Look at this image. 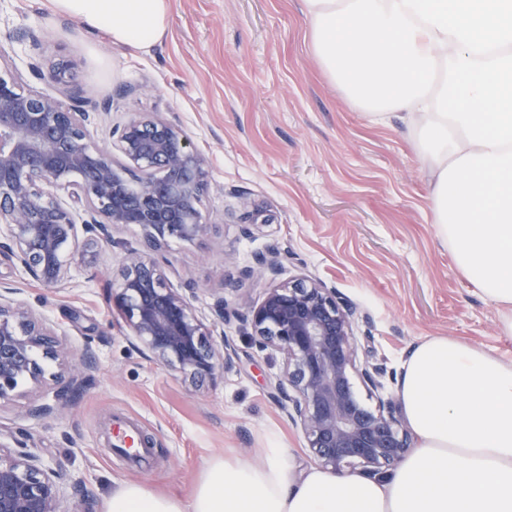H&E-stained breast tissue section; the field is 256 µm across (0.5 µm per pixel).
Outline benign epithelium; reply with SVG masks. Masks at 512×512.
Returning a JSON list of instances; mask_svg holds the SVG:
<instances>
[{
	"label": "benign epithelium",
	"instance_id": "1",
	"mask_svg": "<svg viewBox=\"0 0 512 512\" xmlns=\"http://www.w3.org/2000/svg\"><path fill=\"white\" fill-rule=\"evenodd\" d=\"M33 72L65 81L69 65ZM100 113L80 97L68 104L40 91H25L0 68V253L29 279L55 288L72 260L101 244L119 248L112 229L140 226L148 251L125 252L112 299L132 345L149 361L179 373L195 387L216 383L237 351L218 349V326L235 317L249 323L254 345L282 355L275 383L278 402L298 427L312 455L332 471L380 474L411 448L398 406L358 395L385 388L386 369L373 362L371 339L356 334L368 317L323 281L279 280L288 253L271 249L242 270L265 282L262 299L241 315L220 298L211 324L201 319L185 288H173L154 254L167 239L195 240L206 231L199 203L209 185L207 160L177 124L156 113L139 114L112 128L109 144L90 142ZM0 285V401L39 384L44 362L54 361L58 395L85 388L98 370L90 347H61L52 324ZM31 436L0 440V512H65L55 470L30 451Z\"/></svg>",
	"mask_w": 512,
	"mask_h": 512
}]
</instances>
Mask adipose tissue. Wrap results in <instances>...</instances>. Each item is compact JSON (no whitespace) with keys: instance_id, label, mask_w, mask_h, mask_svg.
Here are the masks:
<instances>
[{"instance_id":"obj_1","label":"adipose tissue","mask_w":512,"mask_h":512,"mask_svg":"<svg viewBox=\"0 0 512 512\" xmlns=\"http://www.w3.org/2000/svg\"><path fill=\"white\" fill-rule=\"evenodd\" d=\"M149 49L170 0H52ZM309 48L370 123L406 124L436 236L512 335V0H302ZM398 397L415 439L380 475L299 468L272 436L253 460H208L188 500L138 482L104 512H512V363L447 336L417 343Z\"/></svg>"}]
</instances>
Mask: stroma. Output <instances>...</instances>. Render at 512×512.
I'll return each mask as SVG.
<instances>
[{
  "mask_svg": "<svg viewBox=\"0 0 512 512\" xmlns=\"http://www.w3.org/2000/svg\"><path fill=\"white\" fill-rule=\"evenodd\" d=\"M22 29L33 40L16 39ZM35 59L46 68L72 62L68 82L35 78ZM1 65L23 89L63 100L74 90L91 106L110 102L93 145L104 146L112 125L140 113L161 114L188 133L209 165L200 203L208 229L194 241L168 240L158 260L168 284L194 286L199 316L211 318L221 297L236 307L259 300L264 282L242 279L241 271L276 247L289 253L284 277L319 278L368 313L357 332L371 338L391 378L386 396H395L411 348L430 336L512 362V337L502 335L496 308L434 235L427 178L405 128L395 119L369 123L329 81L309 50L301 0H171L167 32L148 50L111 45L103 32L53 12L48 0H0ZM249 205L273 223L245 227ZM113 235L121 247L72 264L59 288L28 280L0 257V283L59 326L68 346H91L100 367L60 417L30 412L56 403L51 380L0 402V432L29 433L33 453L56 469L64 503L79 483L92 512H104L116 482L188 499L206 461L227 448L252 459L270 433L299 465H315L275 396L280 353L252 348L242 321L224 326L237 356L216 385L193 389L140 357L113 306L112 283L125 251L146 250L147 242L134 224ZM118 417L152 439L146 464L108 447Z\"/></svg>",
  "mask_w": 512,
  "mask_h": 512,
  "instance_id": "35a3bbf8",
  "label": "stroma"
}]
</instances>
